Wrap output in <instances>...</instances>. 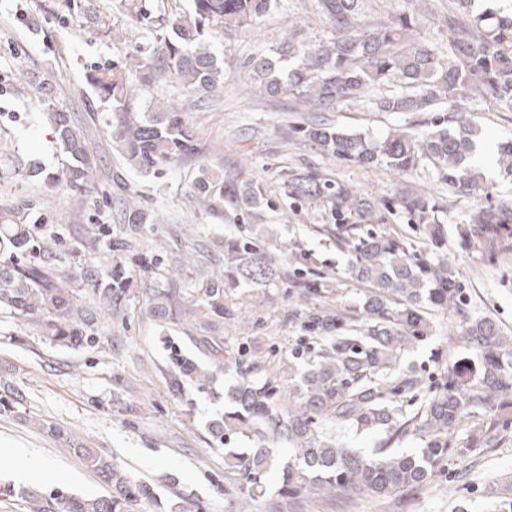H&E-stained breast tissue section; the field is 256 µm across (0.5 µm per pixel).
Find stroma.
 <instances>
[{"mask_svg":"<svg viewBox=\"0 0 512 512\" xmlns=\"http://www.w3.org/2000/svg\"><path fill=\"white\" fill-rule=\"evenodd\" d=\"M59 0H0V209L20 212L25 223L52 238L53 262L73 275L100 261L98 252L81 245V225L119 224L125 208L134 204L157 213L140 246L152 254L156 240L171 248L197 239L224 234V212L188 204V187L199 166L241 172L262 182L272 198L282 193L281 172L314 167L358 190L377 196L412 185L413 179L382 167L362 168L323 157L304 147L295 126L307 114L294 100L259 92L245 62L251 54L277 46L288 23L301 24L308 40L330 38L331 30L315 11L313 0H285L283 11L224 41L221 33L208 36L224 51V90L216 98L185 89L173 76H164L136 99V110L157 102L183 112L199 142L202 156L165 165L143 177L128 173L125 185L112 181L118 151L105 124L106 104L94 98L84 82L87 65L116 63L129 66L142 30L132 24L117 0H98L112 31L106 36L85 33L74 21L60 16ZM53 82L60 103L76 127L87 134V144L99 164L91 175L90 192H56L24 177L19 164L37 159L54 169L60 157L43 115L32 104L34 87L22 82L19 71ZM453 106L468 113L481 132L489 153L512 139V111L488 107L480 100L457 99ZM323 122L352 132L379 135L393 126L414 127L422 112H373L362 105L341 106L321 113ZM224 151L210 153L213 142ZM448 208V260L467 285L468 306L474 314L490 317L512 335V262L495 265L478 252L463 247L455 233L457 223L479 198L459 189L444 188ZM280 240L298 238L300 256L322 262L325 269L343 267L345 257L325 237L313 232L321 215L314 210L279 209L268 212ZM239 318L251 322L256 335L275 353L288 355L300 330L282 311H258L245 295L237 297ZM455 313L438 315L435 332L415 351L414 363L434 369L458 360L476 362L457 331ZM100 342L94 347L62 346L44 340L34 325H24L0 313V389L17 388L24 399L14 411L0 412V483L21 485L15 449H27L45 462L54 478L41 480L47 492L98 495L103 485L74 455L68 443L34 428L37 419L50 421L72 439L104 450L124 472L151 483L162 503L181 497L193 500L195 512H224L229 487L224 477V451L208 443L207 422L225 406L224 388L230 375H218L212 384L192 389L185 398L174 395L164 378L166 341L154 323L131 317L126 325L103 321ZM476 428L455 433L460 448L449 456L446 478L422 491L403 512H489L490 488L500 475L512 471V434L478 440Z\"/></svg>","mask_w":512,"mask_h":512,"instance_id":"35a3bbf8","label":"stroma"}]
</instances>
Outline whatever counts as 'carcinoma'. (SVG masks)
Instances as JSON below:
<instances>
[{
  "label": "carcinoma",
  "mask_w": 512,
  "mask_h": 512,
  "mask_svg": "<svg viewBox=\"0 0 512 512\" xmlns=\"http://www.w3.org/2000/svg\"><path fill=\"white\" fill-rule=\"evenodd\" d=\"M81 27L110 33L98 0H65ZM365 0H314L318 14L334 30L317 44L288 27L273 55L251 58L257 87L288 96L310 112H334L361 103L373 112H428L420 130L390 128L376 139L320 121L306 120L297 134L321 154L362 167L384 166L413 175L430 167L438 182L484 196L457 225L464 246L487 261L512 259V207L489 201V187L471 165L476 131L464 113L445 115L442 105L475 96L512 111V15L472 0H452L445 17V41L417 37L418 18L401 13L372 24L364 21ZM135 24L146 30L130 69L92 65L84 78L99 100L112 106V141L124 164L150 174L157 167L199 153L188 122L158 105L134 112L135 94L166 74L185 88L218 96L224 87V53L204 38L205 28L229 38L281 9V0H190L182 13L166 12L149 0H121ZM37 106L46 114L64 159L52 172L31 163L27 177L51 188L82 193L95 161L82 131L73 125L54 87L37 82ZM500 175L512 180V142L499 146ZM293 207L323 212L324 231L347 256L346 275L359 288L339 299L340 279L309 264L291 262L292 248L277 242L260 224L270 206L263 188L240 174L218 175L199 168L189 195L224 206V220L236 231L199 245L223 256V266L199 279L176 276L195 263L186 252L169 257L155 250L140 268L152 281L143 288L138 315L160 330L176 327L196 347L184 352L172 341L164 373L178 396L232 371L228 391L234 409L209 424L211 444L226 446L224 472L233 491L228 512H248L267 498L268 475L280 476L271 512H310L326 501H364L381 510L409 506L444 472L455 451L454 434L464 422L489 423L492 432L512 431V336L491 319L471 314L467 285L448 265V229L440 221L444 205L423 187H404L392 196L371 198L352 186L307 170L283 180ZM411 225L406 237L388 227L382 212ZM151 213L133 208L125 223L98 224L87 231L97 244L107 238L101 268L87 269L81 287L74 277L37 258L50 251L45 237L23 223L20 212L0 213V311L34 323L45 339L61 345L94 347L100 319L107 314L124 324L136 293L129 288L125 263L137 254ZM248 289L259 310L288 302L289 323L303 333L291 356L275 366L260 341H230L224 324L236 322L233 295ZM453 309L462 341L480 356L477 368L464 362L423 376L409 357L433 336L435 313ZM380 436L365 453L348 445L346 434ZM410 438L417 449L394 444ZM286 448L288 458L274 455ZM72 451L109 488L89 498L34 487L0 484V499L20 496L31 512H186L181 502L161 507L154 487L131 480L115 459L74 442Z\"/></svg>",
  "instance_id": "1"
}]
</instances>
